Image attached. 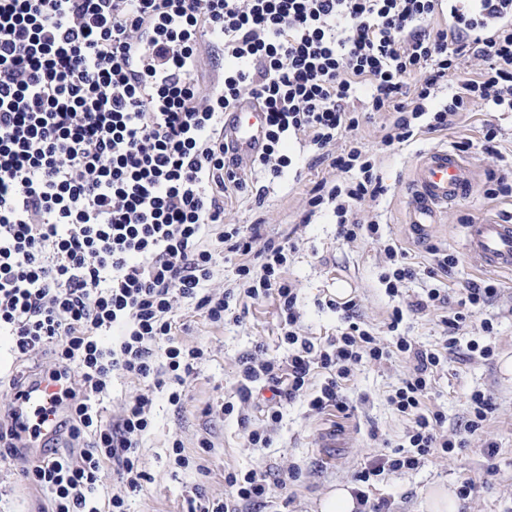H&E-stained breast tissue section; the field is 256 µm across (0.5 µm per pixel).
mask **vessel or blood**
<instances>
[{"instance_id": "b4317fda", "label": "vessel or blood", "mask_w": 512, "mask_h": 512, "mask_svg": "<svg viewBox=\"0 0 512 512\" xmlns=\"http://www.w3.org/2000/svg\"><path fill=\"white\" fill-rule=\"evenodd\" d=\"M224 134L228 140L250 148L262 140L265 119L255 102L235 105L227 116ZM474 183V171L451 147L427 151L415 166L408 190V224L418 237L428 235L438 221L441 209L468 197ZM465 250L478 257L491 271L512 273V221L478 220L466 225ZM55 387L34 386L26 394L27 407L40 419L42 439L57 435L62 407Z\"/></svg>"}]
</instances>
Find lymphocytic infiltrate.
I'll use <instances>...</instances> for the list:
<instances>
[{
    "mask_svg": "<svg viewBox=\"0 0 512 512\" xmlns=\"http://www.w3.org/2000/svg\"><path fill=\"white\" fill-rule=\"evenodd\" d=\"M470 54L483 61L479 72L462 68ZM242 99L266 121L261 149L247 156L224 138V113ZM476 106L512 112V0H0V335L15 358L54 357L43 378L60 388L61 430L72 444L21 472L43 495L42 512H128L129 497L151 483L139 458L150 391L170 387V403L181 405L180 387L204 357L179 342L174 303L223 325L231 296L210 282L232 256L242 259L246 297L278 301L290 351L246 366L225 413L249 402L256 382L271 394L274 423L282 402L302 398L318 412L346 411L340 392L363 361L399 354L412 368L389 401L413 426L407 446L355 472L359 512H390L369 493L382 474L464 447L427 400L435 371L464 346L460 332L497 295L495 284L467 285L450 303L435 282L457 257L439 254L420 272L389 241L388 294L421 273L433 280L414 308L441 311V343L421 348L399 334L396 307L393 345L380 346L350 299L333 305L345 329L317 347L294 330L287 241L263 238L257 224L225 223L224 196L246 189L249 169L301 175L300 158L285 151L295 141L342 174L309 190L306 216L330 209L338 237L377 236L378 222L357 213L385 192L357 136L363 119L389 116L382 143L391 149ZM114 328L120 338L105 343ZM464 347L494 353L488 343ZM317 369L325 378L314 391ZM118 373L148 390L108 422L103 403ZM109 473L118 489L104 500ZM225 482L228 498L195 492L187 512H236L269 493L254 470Z\"/></svg>",
    "mask_w": 512,
    "mask_h": 512,
    "instance_id": "obj_1",
    "label": "lymphocytic infiltrate"
}]
</instances>
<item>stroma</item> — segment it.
<instances>
[{
    "instance_id": "stroma-1",
    "label": "stroma",
    "mask_w": 512,
    "mask_h": 512,
    "mask_svg": "<svg viewBox=\"0 0 512 512\" xmlns=\"http://www.w3.org/2000/svg\"><path fill=\"white\" fill-rule=\"evenodd\" d=\"M384 118L363 124L360 135L372 151L378 173L387 188L375 201H365L363 214L378 219L383 237L397 240L408 253L412 265L432 263L435 253L450 252L457 265L444 276L450 298H457L466 283L494 281L499 293L478 317L463 329L464 340L491 341L494 354L485 359L468 350L452 355L432 381L431 401L447 417L445 431L468 415V396L480 389L491 394L494 410L483 429L469 437L462 449L437 454L420 468L407 473H390L377 483L374 495L387 498L391 512H423L428 487L443 484L459 488L462 480H472L477 490L466 499L465 512H512V274L485 270L480 261L463 249L466 224L481 218L512 215V196H492L490 175L512 167V112H489L476 107L462 113L443 131L418 133L413 140L389 150L382 144ZM498 131L496 149L484 151L481 143L488 127ZM470 140L466 158L473 165L476 182L464 201L449 205L437 225L424 240H416L406 224L408 185L412 170L427 150L457 146ZM326 166L305 169L301 180L270 179L265 173L249 174L254 186H268L262 208H255L253 195L232 194L224 200V220L229 224H249L263 218L268 232L287 239L291 252L288 276L298 292L296 330L315 345L334 338L342 326L341 315L328 307V300L356 299L362 320L383 345H391L386 323L393 308L403 310L400 330L417 346L431 348L442 337L438 312L416 313L412 302L420 299L424 283H408L402 294L390 296L382 283L389 261L379 242L369 235L345 241L336 234V219L323 211L302 222L305 193L313 181L334 177ZM232 320L217 326L204 314L180 304L178 318L186 327L179 335L183 346L206 350L205 359L182 387L183 404L168 400V389L154 392L152 426L140 457L152 476L147 488L130 498L129 512H186L187 500L195 489H203L213 499H224L229 490L224 477L231 472L255 470L265 474L271 488L262 505L243 504L239 512H313L328 491L352 483L353 474L365 466L383 443L403 444L412 426L409 418L394 410L388 396L408 370L405 358L396 356L382 363H363L342 391L350 405L347 412L328 408L312 411L306 400L284 403L282 419L270 424L262 399L244 408L252 426H273L270 447L249 444L237 415L225 414L224 404L236 401L241 371L249 359H286L284 317L275 298L259 301L238 296L230 302ZM242 322H235V315ZM492 319L494 330L484 336L481 319ZM208 439L210 450L199 446ZM182 441L187 455L201 458L206 473L175 468L170 458L173 440ZM498 450L495 459L485 454L487 444ZM41 455L40 449L21 448L16 459L0 464V512H40L38 492L16 478L23 466ZM496 465L488 476V465ZM296 479H289L290 471Z\"/></svg>"
}]
</instances>
